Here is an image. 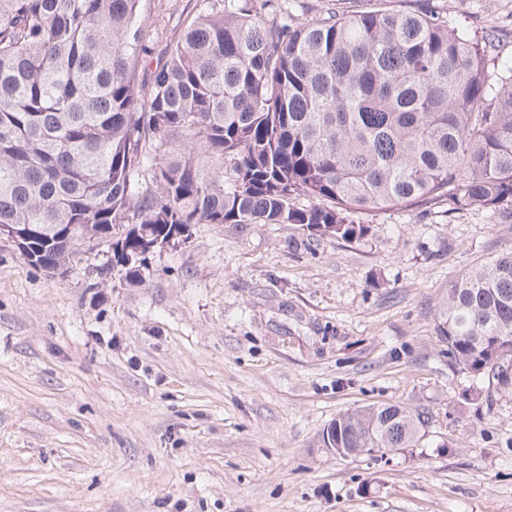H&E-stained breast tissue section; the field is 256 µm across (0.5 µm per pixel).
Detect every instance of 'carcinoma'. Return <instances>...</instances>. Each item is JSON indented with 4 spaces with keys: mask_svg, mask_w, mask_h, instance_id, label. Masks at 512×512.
I'll return each instance as SVG.
<instances>
[{
    "mask_svg": "<svg viewBox=\"0 0 512 512\" xmlns=\"http://www.w3.org/2000/svg\"><path fill=\"white\" fill-rule=\"evenodd\" d=\"M142 0H0V226L32 227V266H66L93 234L144 244L184 224H301L363 236L357 212L512 202V66L437 12L335 11L306 22L271 0H206L144 60ZM303 196L309 204L299 206ZM448 357L512 385V247L448 287ZM424 414L347 412L326 447L412 448Z\"/></svg>",
    "mask_w": 512,
    "mask_h": 512,
    "instance_id": "obj_1",
    "label": "carcinoma"
}]
</instances>
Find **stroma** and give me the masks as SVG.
<instances>
[{"label": "stroma", "instance_id": "obj_1", "mask_svg": "<svg viewBox=\"0 0 512 512\" xmlns=\"http://www.w3.org/2000/svg\"><path fill=\"white\" fill-rule=\"evenodd\" d=\"M202 0H142L147 61ZM434 10L512 64V0H278ZM194 224L136 282L103 242L61 276L0 239V512H512V388L454 367L450 282L512 246V206ZM395 403L417 447L343 457L322 432Z\"/></svg>", "mask_w": 512, "mask_h": 512}]
</instances>
